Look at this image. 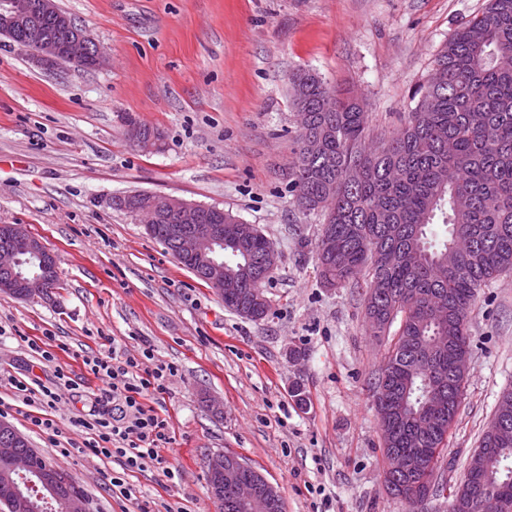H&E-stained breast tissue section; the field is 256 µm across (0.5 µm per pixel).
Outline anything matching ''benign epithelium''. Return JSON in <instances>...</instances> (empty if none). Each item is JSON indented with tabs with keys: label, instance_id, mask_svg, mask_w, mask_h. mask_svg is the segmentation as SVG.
Here are the masks:
<instances>
[{
	"label": "benign epithelium",
	"instance_id": "obj_1",
	"mask_svg": "<svg viewBox=\"0 0 512 512\" xmlns=\"http://www.w3.org/2000/svg\"><path fill=\"white\" fill-rule=\"evenodd\" d=\"M46 15L61 27L73 25L72 19L63 13L56 0H0V27L8 30L18 28L27 36L26 47L33 51L36 62L43 67H54L64 61L81 65L86 58H92L91 68L98 69L104 62V53L98 43H90L89 37L79 29H74L69 39L60 44L49 38L44 29L34 20L33 15ZM130 142L141 150L153 149V138L144 135L136 126L128 128ZM154 220L167 222L168 230L174 239L176 255L181 259L195 262V273L211 284H224L221 294L230 298L240 294L239 282L224 278V265L206 258L207 249L216 244L231 241L241 252H247L249 244L260 235L253 224H217V215L208 207L188 202L184 199L159 195L154 200ZM10 242L0 245V271L9 278L0 282V293L13 298L30 299L45 295L46 277L35 275L25 277L20 269L21 255L29 254L40 260L41 265L55 263L54 254L39 238L33 236L20 224H13L9 230ZM261 306L269 307L270 300L263 289L251 290V295L236 313L248 319L252 310ZM387 469L396 476L407 473L416 465V460L399 451L390 453L386 459ZM0 468L12 479L0 486V496L21 509L32 507L27 491L42 489L44 494L55 498L64 491V504L67 512H89L86 497L78 485L63 478L58 469L40 470L27 453L15 450V441L6 442L0 448ZM245 464L230 453L218 452L209 458L208 470L213 473L211 495L217 508L224 507V500L238 512H272L277 505L278 494L267 480L254 484L240 477ZM476 512H505L506 501L499 498L489 488L483 495L469 503Z\"/></svg>",
	"mask_w": 512,
	"mask_h": 512
}]
</instances>
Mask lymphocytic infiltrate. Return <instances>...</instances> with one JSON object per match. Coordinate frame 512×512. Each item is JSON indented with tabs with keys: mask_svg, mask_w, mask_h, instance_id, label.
I'll use <instances>...</instances> for the list:
<instances>
[{
	"mask_svg": "<svg viewBox=\"0 0 512 512\" xmlns=\"http://www.w3.org/2000/svg\"><path fill=\"white\" fill-rule=\"evenodd\" d=\"M83 365L101 384L99 402L106 405L122 399L128 413L127 421L122 423L100 418L76 421V430L89 436L88 448L107 459L121 458L127 471L149 465L167 469L163 450L170 442L169 424L143 402L147 393H166L165 368L143 371L135 359L114 363L98 356L84 357Z\"/></svg>",
	"mask_w": 512,
	"mask_h": 512,
	"instance_id": "obj_1",
	"label": "lymphocytic infiltrate"
}]
</instances>
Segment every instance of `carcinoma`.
<instances>
[{
    "mask_svg": "<svg viewBox=\"0 0 512 512\" xmlns=\"http://www.w3.org/2000/svg\"><path fill=\"white\" fill-rule=\"evenodd\" d=\"M290 82L302 88L294 105L304 111L290 183L298 205L336 231V257L317 256L320 277L342 286L366 276L369 334L392 335L375 382L380 429L390 442L382 455L395 448L424 461L391 494L416 507L447 490L446 512H466L469 487L492 477L512 502V445H498L489 429L458 485L442 487L438 478L462 395L460 364L471 356L469 309L481 288L512 270V0H488L454 30L404 125L374 147L360 101L315 73ZM150 200L134 192L112 205L137 214ZM438 219L446 226L441 238L431 236ZM385 254L394 265L380 263ZM224 269L239 271L228 248ZM255 272L253 263L241 272L244 287H263ZM441 296L448 319L462 326L459 343L444 350L435 348L444 330L425 316ZM494 416L512 422L511 389Z\"/></svg>",
    "mask_w": 512,
    "mask_h": 512,
    "instance_id": "1",
    "label": "carcinoma"
}]
</instances>
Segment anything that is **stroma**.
<instances>
[{"mask_svg":"<svg viewBox=\"0 0 512 512\" xmlns=\"http://www.w3.org/2000/svg\"><path fill=\"white\" fill-rule=\"evenodd\" d=\"M105 47L98 70H48L0 37V224H21L53 252L46 298L0 296V421L13 424L84 489L89 512H215L206 462L241 455L277 487L285 512H410L384 486L374 381L388 344L369 335L363 290L321 281L323 219L290 188L298 118L289 78L309 70L360 95L369 139L401 124L438 50L486 0H57ZM157 129L142 151L126 117ZM215 206L255 225L281 256L264 285L267 317L244 319L112 206L133 192ZM471 367L441 470L458 483L512 388V272L489 282L467 318ZM51 337L55 361L27 339ZM171 367L145 405L169 423L172 472L128 473L63 438L100 409L83 357ZM72 379L64 387L57 370ZM60 396L25 405L13 381Z\"/></svg>","mask_w":512,"mask_h":512,"instance_id":"obj_1","label":"stroma"}]
</instances>
